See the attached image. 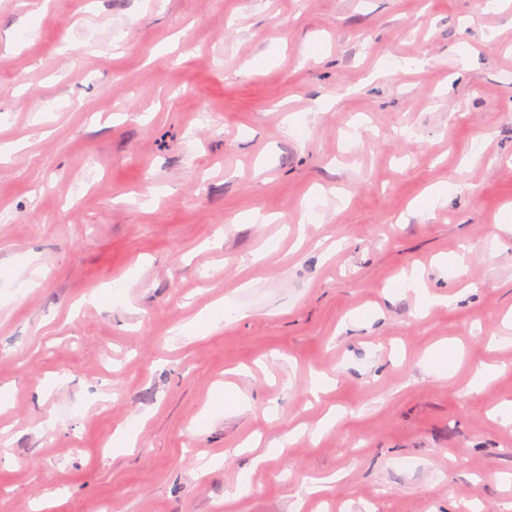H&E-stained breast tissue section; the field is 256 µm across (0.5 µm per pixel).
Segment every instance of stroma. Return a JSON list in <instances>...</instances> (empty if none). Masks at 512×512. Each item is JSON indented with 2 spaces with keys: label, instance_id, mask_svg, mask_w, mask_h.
I'll return each instance as SVG.
<instances>
[{
  "label": "stroma",
  "instance_id": "1",
  "mask_svg": "<svg viewBox=\"0 0 512 512\" xmlns=\"http://www.w3.org/2000/svg\"><path fill=\"white\" fill-rule=\"evenodd\" d=\"M510 202L512 0H0V512H512ZM400 294H414L424 310L441 304H448L451 297L432 293L428 288H422L421 278L417 270L412 269L409 275L405 274L394 286ZM461 358V353L454 349H448V346H440L431 350L428 354V362L433 365L438 372L448 376Z\"/></svg>",
  "mask_w": 512,
  "mask_h": 512
}]
</instances>
